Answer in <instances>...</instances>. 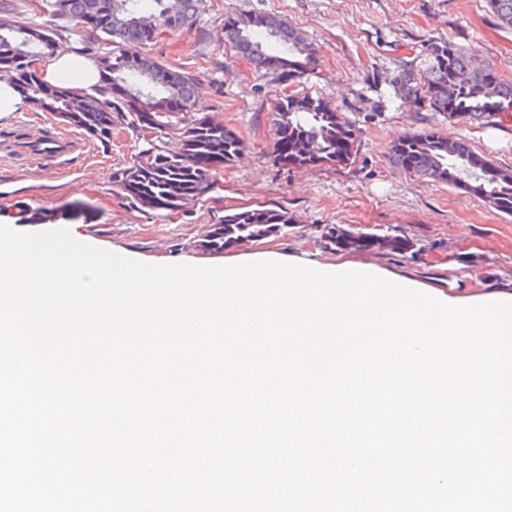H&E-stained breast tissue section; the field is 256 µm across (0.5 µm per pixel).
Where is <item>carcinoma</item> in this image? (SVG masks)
I'll list each match as a JSON object with an SVG mask.
<instances>
[{
	"instance_id": "obj_1",
	"label": "carcinoma",
	"mask_w": 512,
	"mask_h": 512,
	"mask_svg": "<svg viewBox=\"0 0 512 512\" xmlns=\"http://www.w3.org/2000/svg\"><path fill=\"white\" fill-rule=\"evenodd\" d=\"M505 28H512V0H487ZM167 0H38L27 3L31 18L19 22L0 8V75L11 78L23 98L37 99L45 112L79 129L90 140L112 141L119 128L155 137L138 150L129 166L112 173V185L149 210L172 211L205 196L213 185L211 169L234 161L243 150L239 135L215 123L197 108L195 79L150 55H132L124 46L147 45L164 34L191 30L205 11L206 0H181L166 12ZM77 34L94 46L100 81L97 85L51 86L38 68L24 62L50 54L62 31ZM218 44L229 46L255 68L290 82L312 69V45L297 29L274 14H236L224 21ZM424 63H410L397 77V95L432 112H446L483 125L512 112V80L492 67H476L464 49L450 39L435 40L424 50ZM274 158L293 165L347 163L357 151L359 134L343 113L308 94L285 95L272 106ZM173 133L181 142L176 153L159 139ZM389 163L426 182L458 186L496 208L512 213V167L494 163L463 138L437 132L407 134L392 144ZM23 224L59 221L89 224L93 210L85 204L61 209L21 206ZM295 223L274 208L224 215L198 247L210 252L240 240L275 236ZM324 244L339 250L362 249L377 254L417 252L401 235L364 236L336 224L323 230Z\"/></svg>"
}]
</instances>
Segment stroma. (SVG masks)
Instances as JSON below:
<instances>
[{
    "label": "stroma",
    "mask_w": 512,
    "mask_h": 512,
    "mask_svg": "<svg viewBox=\"0 0 512 512\" xmlns=\"http://www.w3.org/2000/svg\"><path fill=\"white\" fill-rule=\"evenodd\" d=\"M240 12L276 14L300 29L315 50L313 70L281 83L247 59L219 51L217 31ZM440 38L512 79V29L500 26L485 0H208L192 30L162 36L143 51L193 75L199 107L243 139L244 150L214 171L213 191L173 211L142 208L111 184L113 171L127 166L140 146L131 131L105 147L49 113L30 110L0 119V224L19 228L23 203L87 204L94 222L69 226L79 241L151 264L220 265L223 254L198 248L212 224L228 213L280 207L294 225L257 242L239 241L229 252L275 250L323 264L371 263L454 297H510L512 214L455 186L422 183L388 163L395 140L428 130L464 138L497 164L512 166V112L479 127L398 97L401 65ZM297 92L323 98L354 122L360 143L348 163L274 160L271 106ZM44 134L76 143L66 164L29 155V141ZM328 224L400 234L419 250L402 257L329 249L320 241Z\"/></svg>",
    "instance_id": "stroma-1"
}]
</instances>
